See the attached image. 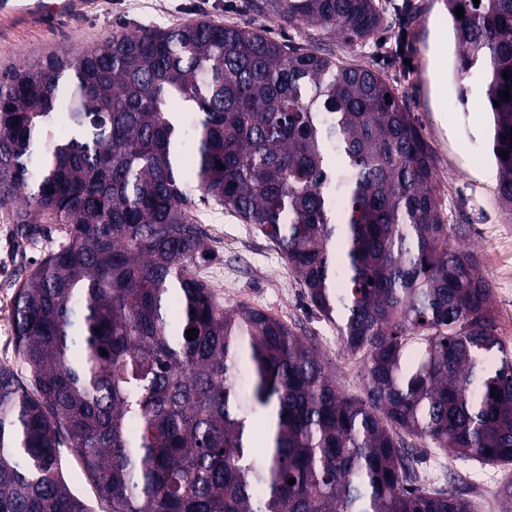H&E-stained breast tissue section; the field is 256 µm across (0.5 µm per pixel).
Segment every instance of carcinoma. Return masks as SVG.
Returning <instances> with one entry per match:
<instances>
[{
	"instance_id": "obj_1",
	"label": "carcinoma",
	"mask_w": 512,
	"mask_h": 512,
	"mask_svg": "<svg viewBox=\"0 0 512 512\" xmlns=\"http://www.w3.org/2000/svg\"><path fill=\"white\" fill-rule=\"evenodd\" d=\"M444 4L459 102L483 90L511 209L512 0ZM250 7L383 46L386 0ZM193 189L277 244L361 357L364 396L287 324L192 276ZM0 210L23 256L62 238L16 274L31 388L0 366V512H91L63 444L107 512H475L417 485L408 438L512 465L491 284L450 245L432 150L373 66L206 19L19 59L0 72ZM60 455L64 464L66 478L73 491L83 498L95 512H105L106 506L99 501L91 480L86 476L78 457L72 448L65 444L60 448Z\"/></svg>"
}]
</instances>
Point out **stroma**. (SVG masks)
<instances>
[{
    "instance_id": "stroma-1",
    "label": "stroma",
    "mask_w": 512,
    "mask_h": 512,
    "mask_svg": "<svg viewBox=\"0 0 512 512\" xmlns=\"http://www.w3.org/2000/svg\"><path fill=\"white\" fill-rule=\"evenodd\" d=\"M413 21L404 56L383 59L378 48L359 51L339 42L325 48L349 66L377 65L412 112L434 155V184L454 232L453 246L473 251L493 288L492 315L497 334L512 350V210L499 201L497 179L486 176L492 161L486 144L487 115L478 97L457 102L454 43L443 0H411ZM199 19L239 24L276 39L312 47L308 35L275 18L253 13L249 0H96L87 12L48 27L32 23L0 28V70L24 58L38 60L52 51L99 42L115 32L170 28ZM191 214L204 232L209 250L205 265L191 273L206 283L225 308L248 305L265 311L309 339L339 388L364 393L359 358L341 346L335 324L312 314L297 277L277 246L252 225L193 192ZM20 257L14 226L0 212V365L20 382L28 374L15 344L12 305ZM425 460L420 483L437 489H465L476 512H507L497 490L508 476L495 465L455 460L422 445Z\"/></svg>"
}]
</instances>
